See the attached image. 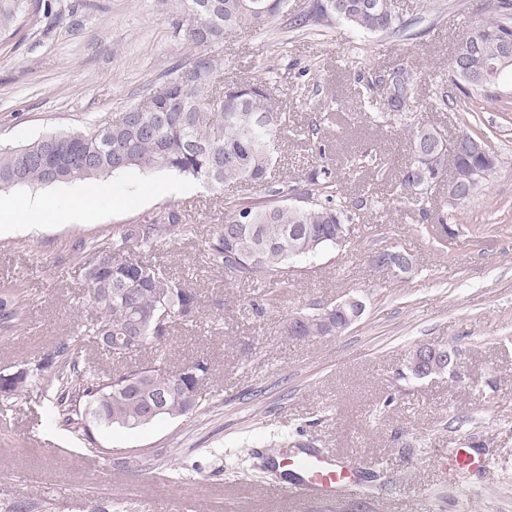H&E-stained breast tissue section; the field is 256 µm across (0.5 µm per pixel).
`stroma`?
<instances>
[{
  "mask_svg": "<svg viewBox=\"0 0 512 512\" xmlns=\"http://www.w3.org/2000/svg\"><path fill=\"white\" fill-rule=\"evenodd\" d=\"M23 18L0 35V145L16 147L54 133L112 122L147 88L162 84L187 52L176 30L178 0H29ZM412 25L399 36L367 35L346 22L295 30L280 17L265 33L228 34L218 50L224 79L278 72V94L291 116L268 188L230 183L214 194L168 172L110 177L85 223L69 217L70 185L18 186L11 199L42 194L54 222L0 231V289L15 288L27 320L0 333V374L38 359L95 318L85 303L83 258L72 244L112 243V229L139 224L172 207L194 236L162 244L152 261L191 281L200 295L197 322L175 325L166 348L143 349L136 363L181 365L206 357L212 378L205 406L186 418H161L134 430H94V459L51 419L41 390L0 401V512H325L294 506L273 488L267 467L284 443L348 457L366 491L343 496L334 512H512V79L498 101L455 94L435 98L464 28L486 0H397ZM417 74L415 119L446 139L476 111L478 134L501 158L490 188L456 210L448 186L429 194L431 214L452 212L461 231L453 248L419 232L424 219L404 198L397 174L410 158L396 127L361 108L359 74L394 64ZM327 144L318 156L313 120ZM332 165L336 194L363 201L351 239L299 259L302 274L283 289L280 308L258 311L260 285L213 268L206 241L223 223L226 199L262 201L272 189L302 182L319 160ZM397 247L414 258L403 274L376 268L374 251ZM357 297L366 304L343 333L299 341L281 331L292 311L312 302ZM458 351L460 375L418 379L404 372L415 344ZM470 448L486 466L449 468V449ZM185 474L172 480L170 459Z\"/></svg>",
  "mask_w": 512,
  "mask_h": 512,
  "instance_id": "obj_1",
  "label": "stroma"
}]
</instances>
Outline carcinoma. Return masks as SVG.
<instances>
[{
	"mask_svg": "<svg viewBox=\"0 0 512 512\" xmlns=\"http://www.w3.org/2000/svg\"><path fill=\"white\" fill-rule=\"evenodd\" d=\"M23 4L24 0H0V32L21 18ZM180 6L177 29L193 52L170 70L163 84L109 125L91 123L82 133L0 148V190L98 181L130 169L174 173L217 192L224 191L228 179L267 184L274 147L288 130L290 117L268 79L224 83V57L212 47L224 43V35L233 30H268L288 12V0H180ZM486 11L487 18L469 25L457 41L448 79L468 96L477 92L496 101L495 89L512 70V57L504 54V47L512 46V0H488ZM336 19L366 34H397L409 25L396 0H313L307 12L293 17L291 26L324 28ZM415 86L414 72L404 64L370 74L365 84L374 95L378 118L397 120L410 134L411 161L398 179L411 202L428 198L426 191H413L428 167L433 182L450 178L448 195L456 207V190H463L467 200L488 188L499 155L490 146L485 152L469 151L481 137L467 129L459 134L455 152L432 141V128L407 122ZM332 187V171L320 165L307 173L303 185L271 189V198L264 202L227 203L224 223L214 225L206 241L207 257L213 267L238 281L270 287L252 300L253 308L278 304L276 290L302 274L293 260L350 238L362 206L351 208L336 201ZM194 233L195 226L184 223L181 213L166 208L142 224L115 227L107 250L84 239L76 242L73 252L89 255L84 263L88 303L99 316L80 325L75 336L53 352L14 373L0 374V398L8 400L32 389L51 393L53 420L89 443L92 426L136 429L159 418L200 411L201 386L210 374L206 358L176 370L126 363L146 346L163 348L174 324L200 317L196 289L142 257L162 243ZM404 263H412L411 255L390 247L382 249L376 267L392 271ZM25 316L20 294L0 291V332L16 331ZM291 319L297 326L296 339L334 336L348 329L335 305L322 302L288 313L283 332H288ZM85 336L99 342L110 337L104 348L117 371L101 374L86 365L81 345ZM448 356V348L422 343L409 352L406 368L416 378L442 375L449 372Z\"/></svg>",
	"mask_w": 512,
	"mask_h": 512,
	"instance_id": "1",
	"label": "carcinoma"
}]
</instances>
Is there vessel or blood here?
<instances>
[{
	"label": "vessel or blood",
	"mask_w": 512,
	"mask_h": 512,
	"mask_svg": "<svg viewBox=\"0 0 512 512\" xmlns=\"http://www.w3.org/2000/svg\"><path fill=\"white\" fill-rule=\"evenodd\" d=\"M275 466L283 475L278 490L299 501L333 503L342 493L363 490L356 470L316 448L281 449Z\"/></svg>",
	"instance_id": "vessel-or-blood-1"
}]
</instances>
